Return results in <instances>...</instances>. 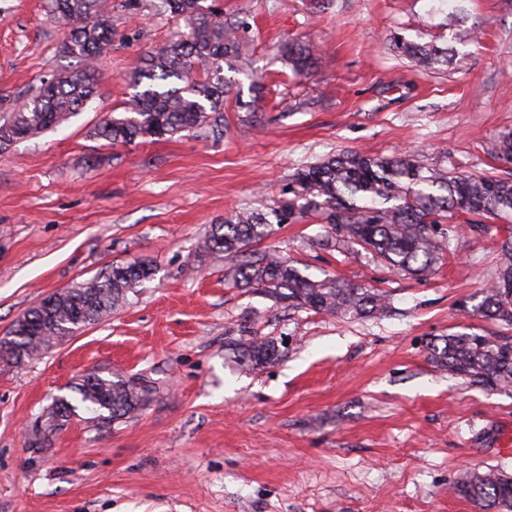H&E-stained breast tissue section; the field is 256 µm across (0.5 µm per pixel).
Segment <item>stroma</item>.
<instances>
[{
    "label": "stroma",
    "instance_id": "obj_1",
    "mask_svg": "<svg viewBox=\"0 0 512 512\" xmlns=\"http://www.w3.org/2000/svg\"><path fill=\"white\" fill-rule=\"evenodd\" d=\"M155 0H112V47L83 112L0 152V337L45 296L115 263L154 280L105 321L21 363L0 358V512H480L452 488L512 472V387L449 376L432 339L512 328L474 316L512 225L459 232L417 279L364 252L321 244L316 215L276 227L259 250L385 291L387 315L343 319L234 287L236 258L200 256L210 226L273 204L301 166L343 151L415 152L421 164L512 175V0H219L241 23L246 63L226 69L224 132L138 145L90 137L131 95L127 74L178 29ZM448 51L436 70L393 36ZM45 0H0V99L76 72ZM310 47L295 75L278 52ZM241 338L285 342L240 363ZM96 371L144 379L138 415L97 429L86 409L48 429L52 399ZM280 52L293 71L299 75L309 74L316 67V57L304 44L287 42L281 45Z\"/></svg>",
    "mask_w": 512,
    "mask_h": 512
}]
</instances>
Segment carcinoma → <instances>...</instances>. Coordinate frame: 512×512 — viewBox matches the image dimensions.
Wrapping results in <instances>:
<instances>
[{
	"label": "carcinoma",
	"mask_w": 512,
	"mask_h": 512,
	"mask_svg": "<svg viewBox=\"0 0 512 512\" xmlns=\"http://www.w3.org/2000/svg\"><path fill=\"white\" fill-rule=\"evenodd\" d=\"M163 4L185 23L187 32L141 59L127 78L134 93L124 115L100 121L91 130L93 137L114 145L171 138L186 131H224V96L230 83L224 66L242 58L239 27L224 20V12L207 0H163ZM47 5L66 34L59 51L80 59L83 68L41 81L21 106L1 116L0 151L38 138L84 110L102 80L96 61L112 47V0H47ZM401 50L428 68L448 63V53L433 45L403 40ZM280 52L299 75L316 67V57L304 44L287 42ZM496 151L500 160L512 163L511 132L498 139ZM315 213L331 228L326 243L365 251L392 270L422 278L437 269L459 223L475 227L483 218H512V178L445 175L425 168L411 154L343 151L294 173L275 206L241 209L211 225L197 251L240 257L233 271L237 287L260 288L296 307L349 318L386 313L389 301L383 291L330 274H306L275 251L252 250L274 226L297 223ZM154 275L150 264H115L45 297L23 314L29 331L12 330L0 339V355L17 362L31 359L52 341L110 316ZM472 312L512 325L511 235L501 245L495 281L481 292ZM234 350L253 367L282 354L272 340L240 341ZM430 359L473 385L512 386V336L451 333L431 343ZM71 391L99 427L133 417L149 396L147 389L129 379L100 373L83 376ZM77 409L72 400L60 396L50 405L48 421L55 427L75 416ZM454 491L482 512H512V473L502 468L471 472Z\"/></svg>",
	"instance_id": "cac0c4a2"
}]
</instances>
